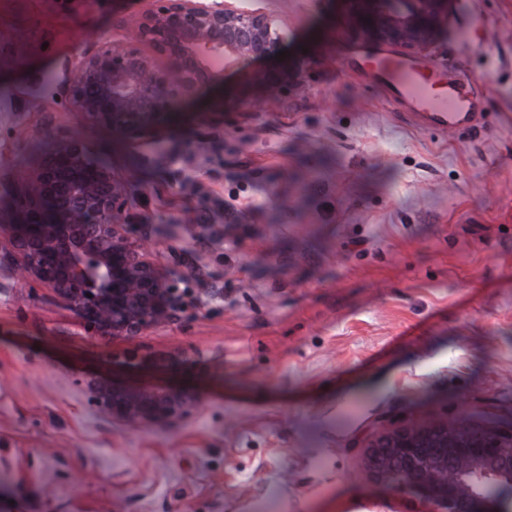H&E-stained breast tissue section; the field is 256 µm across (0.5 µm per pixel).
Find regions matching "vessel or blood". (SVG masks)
<instances>
[{"label":"vessel or blood","instance_id":"obj_1","mask_svg":"<svg viewBox=\"0 0 512 512\" xmlns=\"http://www.w3.org/2000/svg\"><path fill=\"white\" fill-rule=\"evenodd\" d=\"M385 75L396 93L426 112L437 127L475 128L484 123L483 99L465 73H449L447 88L439 95L432 92L427 79L400 62H389Z\"/></svg>","mask_w":512,"mask_h":512}]
</instances>
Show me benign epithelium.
Returning a JSON list of instances; mask_svg holds the SVG:
<instances>
[{
  "label": "benign epithelium",
  "instance_id": "obj_1",
  "mask_svg": "<svg viewBox=\"0 0 512 512\" xmlns=\"http://www.w3.org/2000/svg\"><path fill=\"white\" fill-rule=\"evenodd\" d=\"M343 2L344 25L361 41L416 54L432 43L451 0ZM290 36L286 22L246 10L240 0H149L119 41L101 38L67 64L71 76L59 95L69 111L139 144L151 139L159 117L223 84L226 70L275 58ZM311 66L307 57H287L243 77L274 102L289 89L304 90ZM16 204L21 221L0 226V239L18 255V275L51 289L86 328L133 341L168 318L175 285L128 236L126 184L94 159L80 133L22 176ZM204 365L189 351L142 355L136 348L124 361L158 372ZM86 387L103 415L132 429L176 424L201 407L188 385L137 384L114 373ZM361 463L395 494L421 497V512H512V428H478L464 416L390 423L370 437Z\"/></svg>",
  "mask_w": 512,
  "mask_h": 512
}]
</instances>
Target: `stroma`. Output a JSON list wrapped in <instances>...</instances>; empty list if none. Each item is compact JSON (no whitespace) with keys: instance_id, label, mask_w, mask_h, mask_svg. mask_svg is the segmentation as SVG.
<instances>
[{"instance_id":"35a3bbf8","label":"stroma","mask_w":512,"mask_h":512,"mask_svg":"<svg viewBox=\"0 0 512 512\" xmlns=\"http://www.w3.org/2000/svg\"><path fill=\"white\" fill-rule=\"evenodd\" d=\"M241 4L287 20L307 90L263 110L229 71L131 145L47 83L143 0H0V220L80 132L177 296L135 341L95 336L0 243V512H411L358 464L382 422L512 426V0H453L407 57L348 31L342 0ZM392 58L471 75L483 128L433 127ZM132 346L198 351L206 369L169 380L201 409L146 432L102 417L85 381Z\"/></svg>"}]
</instances>
